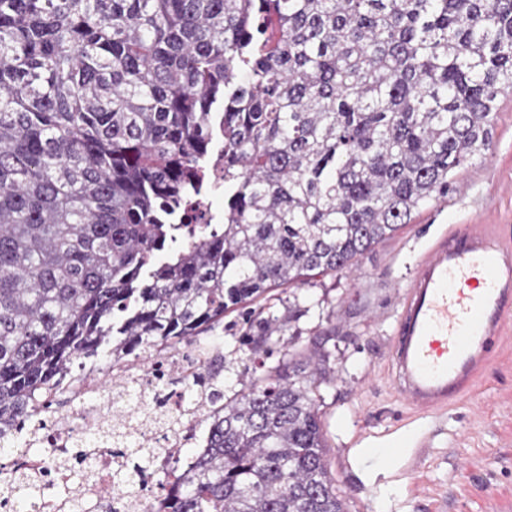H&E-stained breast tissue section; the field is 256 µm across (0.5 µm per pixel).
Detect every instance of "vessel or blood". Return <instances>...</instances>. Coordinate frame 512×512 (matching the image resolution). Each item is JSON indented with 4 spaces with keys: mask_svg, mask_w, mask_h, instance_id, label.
Wrapping results in <instances>:
<instances>
[{
    "mask_svg": "<svg viewBox=\"0 0 512 512\" xmlns=\"http://www.w3.org/2000/svg\"><path fill=\"white\" fill-rule=\"evenodd\" d=\"M512 335V230L462 224L439 236L406 283L387 377L416 416L465 401Z\"/></svg>",
    "mask_w": 512,
    "mask_h": 512,
    "instance_id": "b4317fda",
    "label": "vessel or blood"
}]
</instances>
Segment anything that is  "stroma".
<instances>
[{
    "mask_svg": "<svg viewBox=\"0 0 512 512\" xmlns=\"http://www.w3.org/2000/svg\"><path fill=\"white\" fill-rule=\"evenodd\" d=\"M457 224L512 225V89L497 96L490 147L458 171L447 197L413 214L410 224L367 253L353 272L304 291L315 306L303 317L298 346L327 336L330 383L320 388L327 460L348 512H376L381 482L401 488L389 512H512V341L485 373L474 402L441 417H414L385 374L398 300L418 260ZM210 372L238 391L234 359L245 356L230 332L203 334ZM400 436L403 457L367 455Z\"/></svg>",
    "mask_w": 512,
    "mask_h": 512,
    "instance_id": "1",
    "label": "stroma"
}]
</instances>
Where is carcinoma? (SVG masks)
Here are the masks:
<instances>
[{"label": "carcinoma", "mask_w": 512, "mask_h": 512, "mask_svg": "<svg viewBox=\"0 0 512 512\" xmlns=\"http://www.w3.org/2000/svg\"><path fill=\"white\" fill-rule=\"evenodd\" d=\"M512 86V0H0V431L74 363L224 326L298 337V290L448 195ZM222 116L224 223L196 211ZM294 288L288 311L252 304ZM329 354L261 361L206 418L164 512H346ZM136 463L143 443L118 442ZM43 478L0 480L28 512Z\"/></svg>", "instance_id": "cac0c4a2"}]
</instances>
